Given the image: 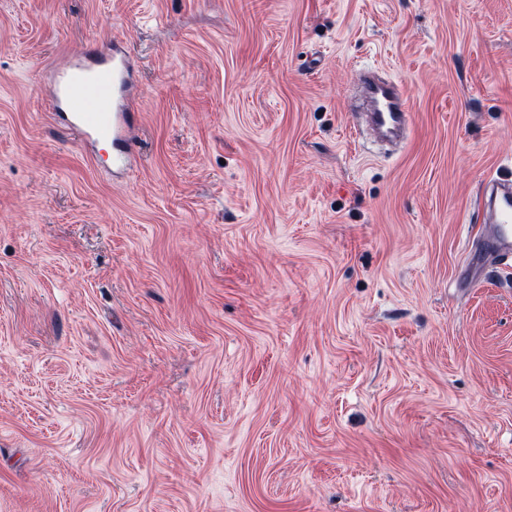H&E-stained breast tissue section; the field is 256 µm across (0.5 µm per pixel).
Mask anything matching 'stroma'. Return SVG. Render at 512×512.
<instances>
[{
    "label": "stroma",
    "mask_w": 512,
    "mask_h": 512,
    "mask_svg": "<svg viewBox=\"0 0 512 512\" xmlns=\"http://www.w3.org/2000/svg\"><path fill=\"white\" fill-rule=\"evenodd\" d=\"M115 41L118 175L43 84ZM510 166L512 0H0V512H512ZM369 108L366 115L373 129L385 138L402 135L408 124L409 103L397 84L379 80L368 90ZM487 221L475 228L479 247L470 255L467 277L477 282L492 276L512 261V169L508 168L491 180L483 191ZM483 246V247H482ZM498 265V266H497Z\"/></svg>",
    "instance_id": "stroma-1"
}]
</instances>
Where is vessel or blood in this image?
<instances>
[{
  "instance_id": "1",
  "label": "vessel or blood",
  "mask_w": 512,
  "mask_h": 512,
  "mask_svg": "<svg viewBox=\"0 0 512 512\" xmlns=\"http://www.w3.org/2000/svg\"><path fill=\"white\" fill-rule=\"evenodd\" d=\"M49 101L58 124L78 141L97 150L106 145L113 161L131 164L134 121V84L129 54L112 44L78 52L69 66L46 75ZM368 120L378 135L394 138L405 131L409 103L390 80L373 83L368 90ZM486 223L477 225L479 245L470 255L467 276L479 281L512 265V169L504 170L485 187Z\"/></svg>"
}]
</instances>
